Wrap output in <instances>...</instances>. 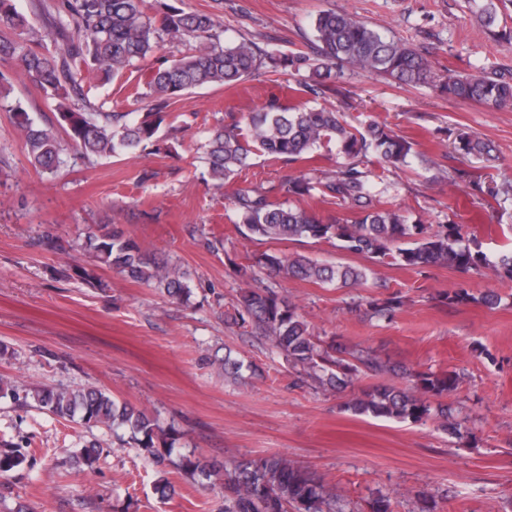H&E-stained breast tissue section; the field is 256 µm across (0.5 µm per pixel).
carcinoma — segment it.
<instances>
[{
    "mask_svg": "<svg viewBox=\"0 0 512 512\" xmlns=\"http://www.w3.org/2000/svg\"><path fill=\"white\" fill-rule=\"evenodd\" d=\"M145 0H55L47 8L41 0L32 2V14L18 11L15 0H0V66L13 63L45 95L55 102L56 122L38 123L19 100L0 92V108L13 114L28 160L36 171L54 173L69 150L83 159L134 153L151 145L156 150L170 146L159 135L170 116L168 109L189 92L208 85L226 89L262 73L294 77L306 72L300 90L315 97L336 91L337 69L361 70L398 85H428L448 98L474 102L489 110L512 107V71L481 70L448 75L437 73L426 54L406 41L382 31L346 10L327 8L312 22L307 50L284 53L263 50L246 40H224V29L213 13L187 12L173 4L159 3L157 14L144 9ZM45 17L42 25L37 19ZM483 27L494 30L499 15L488 2L476 12ZM188 46L180 57L161 63L146 78L133 77L139 62L151 56L163 40ZM54 49H49V45ZM97 77L101 84L122 82L127 97L138 102L148 99L152 111L134 119L129 112H105L91 101V87L83 85V74ZM349 159L338 170L316 175L305 168L299 176L278 185L240 189L232 205L243 226L241 234L250 241H291L302 237L336 239L341 248L370 258L389 259L407 268L422 269L444 265L466 272L481 265L491 266L512 280V251L494 261L472 252L463 224H412L407 215L375 193L389 168L406 165L416 154L406 138L385 124L371 122L364 129L347 123L334 107L312 108L290 104L273 95L246 121L231 119L208 132L205 149L207 174L213 185H224L248 167L249 156L261 151L273 161L306 164L309 154L324 143ZM458 150L466 154L489 155L490 147L479 138L458 135ZM375 155L382 168L378 174L363 164ZM319 195L335 204L357 208L351 222L325 223L307 211L284 206L279 196ZM94 262L126 274L129 278L158 289L172 300L191 296L190 277L181 265L160 259L145 250L133 237L112 224H98L85 233L82 243ZM255 264L290 280L363 284L367 269L351 265H330L300 254L263 252ZM76 275L88 284L107 288L94 269L75 266L61 276ZM498 294L479 296L460 285L443 294L449 306L480 303L497 305ZM402 305L392 296L368 303L373 316L390 319ZM226 319L268 339L293 368L324 387L339 389L359 375L382 376L391 368L367 348H353L331 340L326 342L310 330L288 296L281 295L250 276L240 289L233 312ZM409 386L404 390L374 387L352 398L348 408L376 418L419 421L432 417L448 423V406L438 399L455 391L454 374L406 371ZM33 406L57 421L86 427H104L128 435V444L162 465L174 448L176 438L166 437L157 419L112 393L95 386L72 389L62 385L39 384L22 392L0 377V398ZM166 447V452L159 447ZM0 448V475L24 468L35 451ZM103 448L97 443L84 447L74 465L81 471L99 463ZM177 468L191 477L209 476L215 465L202 455H184ZM224 475V512H344L308 468L280 454L233 459L221 465Z\"/></svg>",
    "mask_w": 512,
    "mask_h": 512,
    "instance_id": "obj_1",
    "label": "carcinoma"
}]
</instances>
